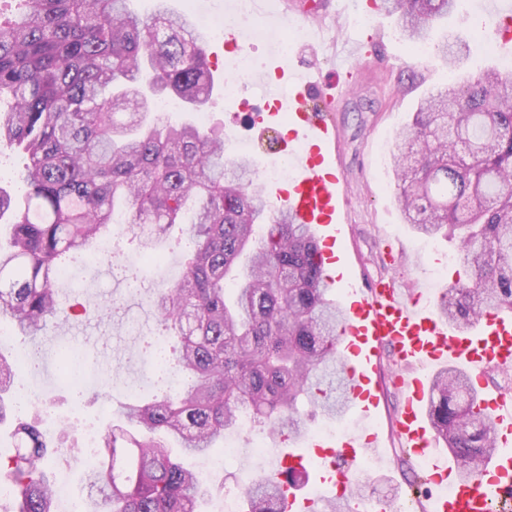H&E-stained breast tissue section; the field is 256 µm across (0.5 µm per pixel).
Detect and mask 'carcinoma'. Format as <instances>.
<instances>
[{
	"label": "carcinoma",
	"mask_w": 512,
	"mask_h": 512,
	"mask_svg": "<svg viewBox=\"0 0 512 512\" xmlns=\"http://www.w3.org/2000/svg\"><path fill=\"white\" fill-rule=\"evenodd\" d=\"M0 11V153L25 159L23 199L0 193L11 237L0 248V318L33 341L48 321L81 315L64 304L61 258L96 254L122 223L142 252L177 224L184 273L155 287L158 332L176 339L162 358L178 383L148 402L127 403L99 435L88 491L106 512H199L209 490L172 455L206 456L241 427L243 414L277 441L301 437L309 415H334L346 402V368L337 328L339 302L328 298L308 224L271 207L252 178L253 163L230 158L224 134L192 122L162 121L155 99L175 96L185 112L209 100L206 29L157 0L143 17L128 0H15ZM411 44L428 39L456 0H387ZM450 66L462 47H438ZM404 220L419 233L454 239L464 270L443 289L439 312L465 335L486 313L512 311V79L495 68L425 98L390 153ZM0 354V424L15 407L10 383L18 357ZM428 416L440 440L475 473L497 450L492 419L462 370L448 366L431 382ZM20 438L0 477L16 512H56L39 414L17 418ZM306 477L249 478L248 512H284L283 486Z\"/></svg>",
	"instance_id": "cac0c4a2"
}]
</instances>
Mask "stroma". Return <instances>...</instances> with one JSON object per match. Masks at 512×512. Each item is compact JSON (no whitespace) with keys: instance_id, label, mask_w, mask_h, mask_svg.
<instances>
[{"instance_id":"obj_1","label":"stroma","mask_w":512,"mask_h":512,"mask_svg":"<svg viewBox=\"0 0 512 512\" xmlns=\"http://www.w3.org/2000/svg\"><path fill=\"white\" fill-rule=\"evenodd\" d=\"M359 6L367 23L354 21L347 0H331L329 13L322 20L325 44L318 52L291 57L290 63L315 69L322 83L337 77L344 84L329 117L339 132L340 174L350 203L343 243L351 281L363 290L373 280L393 277L412 293L420 294L422 304L434 307L443 287L455 280L463 263L455 241L423 236L405 224L390 166L392 144L426 94L448 83L462 82L480 70L500 67L503 57L512 56V40L492 39L481 27L482 22L512 16V0H457L455 11L434 27L430 44H437L447 34L469 45L467 56L453 70L436 53L423 59L414 56L396 15L382 11L378 0H359ZM342 26L357 40L365 63L340 73L336 60L347 57L349 51L336 40ZM487 41L493 43V51L482 50V43ZM259 55L260 72L246 81L238 95L228 91L234 76L225 73L223 65H214V73L222 75L223 80L215 84L205 110L209 114L207 127L224 135L227 155H236L238 139L252 140L249 157L261 167L276 163L283 155L284 144L272 138L260 144L254 141L253 116L271 107L261 75L269 71L272 53L263 49ZM111 240L115 250L111 263L94 265L80 255H69L64 261L69 277L60 283L63 292L87 308L82 316L87 335L79 345L90 361V372L111 385V399L94 400L93 389L77 388L60 379L57 350L69 344L72 331L53 324L48 325L40 346L30 352L32 369L16 371L12 386L14 392L24 391L42 400L40 417L50 435L57 437L65 432L74 441V449L57 472L68 476L73 497L82 501L88 495L83 482L87 463L81 446L85 429H104L117 405L151 397L157 391L158 370L143 349L144 338L155 333V315L147 293H130L126 272L139 260L141 251L129 240L126 225H113ZM389 249L399 254L398 263L387 262L385 252ZM110 297L123 300L127 306L126 314L112 321L100 310ZM396 370L392 359L382 356V397L375 429L382 436L384 452L360 489L364 499L372 500L385 497L388 489L398 488L400 501L409 512H422L438 487L427 482L426 467L402 446L394 431L393 419L402 400L401 392L393 385ZM184 464L199 471L203 481L216 475L224 479L223 491L207 497L206 512H220L226 495L243 501L242 478L263 474L268 467L267 459L261 457L237 460L217 472L204 470L202 460L193 456L185 457Z\"/></svg>"}]
</instances>
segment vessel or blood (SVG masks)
<instances>
[{"label":"vessel or blood","mask_w":512,"mask_h":512,"mask_svg":"<svg viewBox=\"0 0 512 512\" xmlns=\"http://www.w3.org/2000/svg\"><path fill=\"white\" fill-rule=\"evenodd\" d=\"M279 79L294 88L288 99H274L262 135L273 133L280 111H288L298 124L292 134L288 157L294 176L287 188L272 192L277 208L286 210L299 224L322 229L317 260L329 287L345 289L346 327L341 353L350 368V403L365 420L375 419L380 406V388L374 380L376 360L384 344H391L400 371L394 382L403 392V405L394 420L397 435L417 454H429L435 483H448L453 492L432 501V512H493L495 499L512 494V454L493 456L470 481L460 479L459 466L437 452L438 439L428 428L427 382L418 368L429 364L464 366L474 385H481L485 372L512 367V318L492 315L482 318L474 335L461 336L449 330L434 309L420 307L393 278L374 281L368 293L351 288L346 276L347 257L341 246L345 199L336 170L337 131L326 117L316 115L312 103L320 96L317 72H296L277 66ZM482 408L493 412L504 446L512 445V397L497 393L482 399ZM383 445L378 434L347 435L340 442L318 438L306 448L275 449L272 470L302 468L315 461L320 481L331 498H352L357 490L356 473L365 458L378 455Z\"/></svg>","instance_id":"vessel-or-blood-1"}]
</instances>
